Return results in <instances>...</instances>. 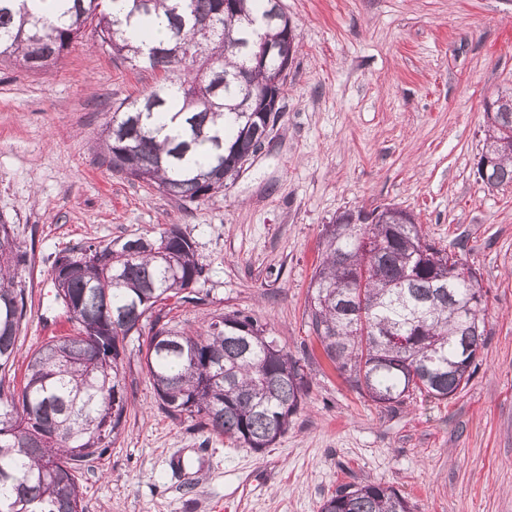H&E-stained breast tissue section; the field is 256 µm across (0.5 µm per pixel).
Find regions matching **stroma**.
Wrapping results in <instances>:
<instances>
[{
    "mask_svg": "<svg viewBox=\"0 0 512 512\" xmlns=\"http://www.w3.org/2000/svg\"><path fill=\"white\" fill-rule=\"evenodd\" d=\"M299 35L271 139L224 190L190 203L112 174L97 139L157 81L86 31L55 61H0V219L33 250L22 353L72 326L54 299L55 253L180 225L204 268L199 302L167 320L194 332L243 310L300 358L303 411L254 451L162 410L137 338L125 341L124 431L78 479L85 512H319L375 480L414 512H512V185L475 163L484 101L512 87V0H280ZM394 204L480 274L485 346L462 390L392 410L353 391L323 354L309 285L336 215Z\"/></svg>",
    "mask_w": 512,
    "mask_h": 512,
    "instance_id": "stroma-1",
    "label": "stroma"
}]
</instances>
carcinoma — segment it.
Listing matches in <instances>:
<instances>
[{
  "mask_svg": "<svg viewBox=\"0 0 512 512\" xmlns=\"http://www.w3.org/2000/svg\"><path fill=\"white\" fill-rule=\"evenodd\" d=\"M0 0V57L33 69L32 46L56 59L95 23L101 42L132 67L161 74L150 91L121 102L99 147L112 173L195 202L224 189L238 159L265 133L249 111L280 67L250 60L259 38H284L279 0ZM167 17L164 42L137 35ZM210 16L201 30L194 18ZM485 140L504 141L482 182L512 184V89L500 93ZM380 207L345 211L326 225V257L311 279L308 316L327 359L350 387L391 408L414 395L444 400L467 385L484 347L481 289L456 272L448 250L422 225L386 224ZM30 253L0 221V512H84L78 473L121 436L129 395L124 342L146 337L145 364L159 406L255 451L288 432L309 394L300 360L242 310L189 333L162 321L157 304L192 299L203 267L178 224L118 247L82 244L57 253L55 300L74 327L26 356L21 389L9 376L27 316L21 271ZM320 512H412L378 481L345 485Z\"/></svg>",
  "mask_w": 512,
  "mask_h": 512,
  "instance_id": "cac0c4a2",
  "label": "carcinoma"
}]
</instances>
